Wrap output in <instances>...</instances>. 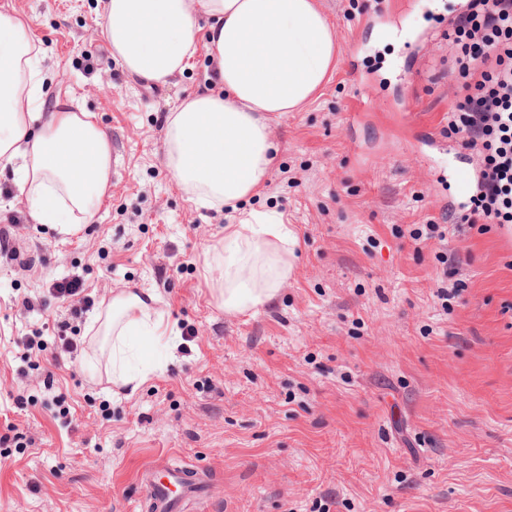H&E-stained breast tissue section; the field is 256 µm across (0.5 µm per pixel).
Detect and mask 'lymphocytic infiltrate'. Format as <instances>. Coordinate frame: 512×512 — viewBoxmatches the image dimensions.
Returning a JSON list of instances; mask_svg holds the SVG:
<instances>
[{
  "label": "lymphocytic infiltrate",
  "instance_id": "obj_1",
  "mask_svg": "<svg viewBox=\"0 0 512 512\" xmlns=\"http://www.w3.org/2000/svg\"><path fill=\"white\" fill-rule=\"evenodd\" d=\"M447 36L452 80L466 91L448 115V133L475 156L480 188L464 217L469 224H512V0L487 12L470 0Z\"/></svg>",
  "mask_w": 512,
  "mask_h": 512
}]
</instances>
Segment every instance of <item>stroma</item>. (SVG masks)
<instances>
[{
	"mask_svg": "<svg viewBox=\"0 0 512 512\" xmlns=\"http://www.w3.org/2000/svg\"><path fill=\"white\" fill-rule=\"evenodd\" d=\"M317 5L336 72L269 120V172L241 204L281 215L293 271L272 303L227 315L205 259L234 214L195 205L165 166L167 112L222 91L206 49L142 80L112 56L105 0H0L44 51L46 101L76 98L120 152L75 236L34 223L0 171V512H151L140 473L173 463L209 475L191 512H512V230L412 238L453 191L456 0ZM75 275L79 299L57 297ZM126 290L153 293L173 330L133 337V391L90 328ZM61 336L78 348L51 369L26 347Z\"/></svg>",
	"mask_w": 512,
	"mask_h": 512,
	"instance_id": "stroma-1",
	"label": "stroma"
}]
</instances>
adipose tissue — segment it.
Masks as SVG:
<instances>
[{"label":"adipose tissue","mask_w":512,"mask_h":512,"mask_svg":"<svg viewBox=\"0 0 512 512\" xmlns=\"http://www.w3.org/2000/svg\"><path fill=\"white\" fill-rule=\"evenodd\" d=\"M207 29H200L199 17ZM206 31L224 95L183 99L166 117V167L198 206L236 208L265 178L268 116L312 102L336 68V32L316 0H107L103 32L132 76L164 82L183 73ZM42 51L0 12V170L12 168L31 219L63 235L93 223L112 190V143L75 98L44 103ZM295 241L278 213L251 212L224 227L212 296L229 314L257 310L288 279ZM153 296L120 293L96 315L108 338L112 381L139 386L127 355L135 336L168 332Z\"/></svg>","instance_id":"adipose-tissue-1"}]
</instances>
